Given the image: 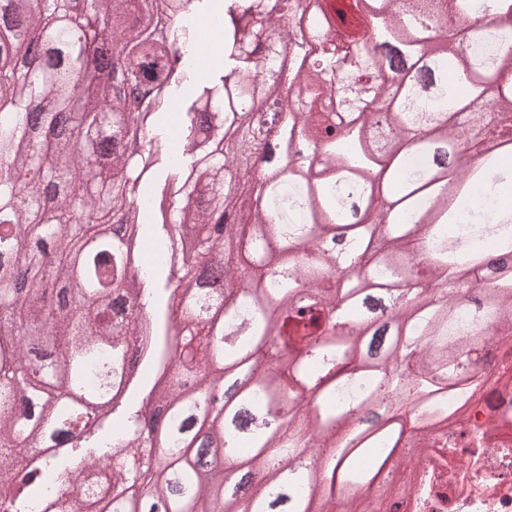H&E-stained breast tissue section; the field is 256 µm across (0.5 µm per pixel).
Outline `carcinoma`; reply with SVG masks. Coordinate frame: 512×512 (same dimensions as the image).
I'll return each mask as SVG.
<instances>
[{
	"instance_id": "1",
	"label": "carcinoma",
	"mask_w": 512,
	"mask_h": 512,
	"mask_svg": "<svg viewBox=\"0 0 512 512\" xmlns=\"http://www.w3.org/2000/svg\"><path fill=\"white\" fill-rule=\"evenodd\" d=\"M360 5L369 24L347 57L345 14L320 0H224V75L194 84L185 18L213 0H0V500L72 512L75 467L33 460L50 431L83 450L77 512H336L338 477L347 503L375 484L399 512L433 485L410 460L397 473L410 499L379 481L401 442L396 354L421 344L413 411L444 467L457 358L490 326L512 330V264L448 234L482 165L512 186L497 156L453 162L461 133L478 142L512 113V0ZM296 13L323 45L310 61L279 28ZM287 58L293 98L335 124L286 104ZM122 82L147 88L133 112ZM183 87L175 157L165 120ZM403 151L423 164L384 180L380 158ZM488 229L512 257V214ZM218 256L230 297L203 287ZM465 270L494 274L480 319L455 300ZM148 284L167 299L144 338ZM405 288L408 306L384 304ZM58 347L63 364L42 361ZM146 360V403L114 430ZM230 377L239 388L211 411ZM314 448L329 449L317 467L303 461ZM226 457L246 470L236 499Z\"/></svg>"
}]
</instances>
